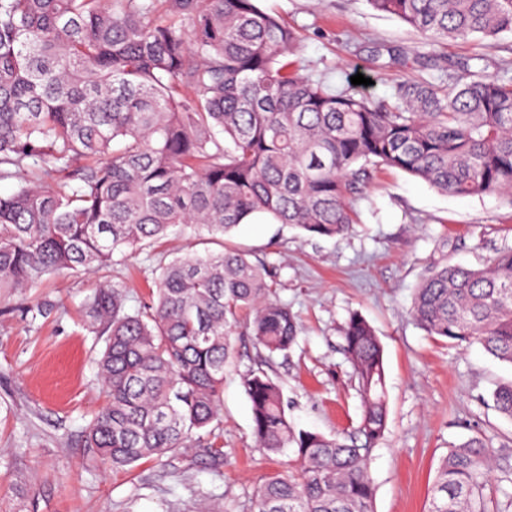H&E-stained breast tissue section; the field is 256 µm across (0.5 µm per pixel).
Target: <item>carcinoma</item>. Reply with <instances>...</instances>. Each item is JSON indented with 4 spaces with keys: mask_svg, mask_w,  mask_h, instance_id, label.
Listing matches in <instances>:
<instances>
[{
    "mask_svg": "<svg viewBox=\"0 0 512 512\" xmlns=\"http://www.w3.org/2000/svg\"><path fill=\"white\" fill-rule=\"evenodd\" d=\"M438 41L512 35V0H368ZM299 39L257 0H0V295L64 271L108 268L191 227L221 250L159 267L152 299L97 284L86 301L106 334L107 403L84 447L114 469L198 448L224 464V372L240 312L267 356L298 323L271 299L272 274L224 248L265 215L312 236L356 222L350 201L369 169H399L455 196L512 195V78L401 81L389 100L329 91L291 57ZM410 313L431 336L478 343L512 365V247L480 268L432 267ZM344 351L362 398L357 435L296 429L280 384L249 370L256 447L292 453L298 475H272L254 512H375L369 473L388 425L383 346L353 313ZM495 410L512 420V380ZM493 449H449L428 512H512L488 500Z\"/></svg>",
    "mask_w": 512,
    "mask_h": 512,
    "instance_id": "carcinoma-1",
    "label": "carcinoma"
}]
</instances>
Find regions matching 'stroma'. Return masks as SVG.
<instances>
[{"label": "stroma", "mask_w": 512, "mask_h": 512, "mask_svg": "<svg viewBox=\"0 0 512 512\" xmlns=\"http://www.w3.org/2000/svg\"><path fill=\"white\" fill-rule=\"evenodd\" d=\"M300 35L305 75L331 89L356 74L364 92L390 98L403 80L512 77V35L432 42L366 0H261ZM405 54L404 67L375 70L372 52ZM355 207L357 224L341 237H312L259 218L225 236L274 274L273 292L300 326L296 344L266 356L244 325L230 333L235 363L224 376V466L213 472L197 450L144 460L130 470L100 465L81 436L105 404L98 360L105 339L83 303L100 280L147 302L160 261L200 248L177 227L162 243L131 253L112 271L65 272L0 297V512H252L270 475H293L292 457L257 448L241 377L263 369L282 387L289 421L324 434L354 433L362 403L343 350L342 328L360 313L384 350L388 429L370 464L376 512H426L440 458L480 436L512 467V421L493 407L492 391L512 366L481 346L428 335L411 317L414 291L428 268L446 261L481 266L512 247V200L451 197L396 169L372 171ZM52 302L36 319L25 308Z\"/></svg>", "instance_id": "stroma-1"}]
</instances>
